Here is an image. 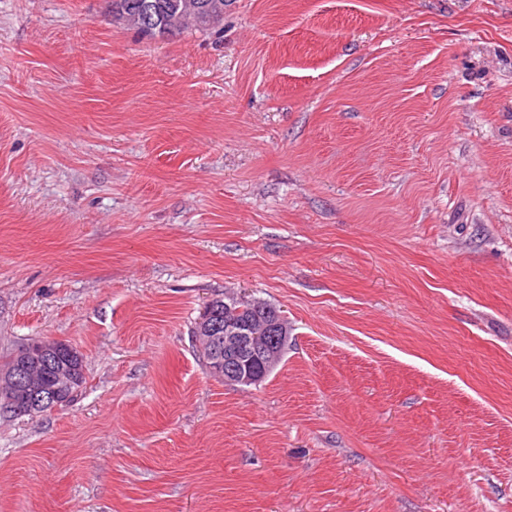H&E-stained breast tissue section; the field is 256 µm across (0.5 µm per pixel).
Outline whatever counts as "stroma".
<instances>
[{
  "label": "stroma",
  "mask_w": 512,
  "mask_h": 512,
  "mask_svg": "<svg viewBox=\"0 0 512 512\" xmlns=\"http://www.w3.org/2000/svg\"><path fill=\"white\" fill-rule=\"evenodd\" d=\"M0 0V512H512V0H225L148 39ZM279 309L262 383L212 299ZM226 298L215 299L211 302L212 319L224 323L211 324L210 316L203 311L198 321L197 339L205 355L210 372L224 378L231 385L248 386L259 383L270 375L283 354L288 349L290 339L288 326L276 313L269 316H256L248 310L250 304H241L246 310L243 316L235 318L233 313L224 306L231 305ZM224 316L231 320L224 322ZM249 319V320H245ZM253 362L260 365V371L249 366ZM38 340L44 339H33L32 341L37 342H31L18 351L19 370L20 372H27L28 376L26 392L22 394L17 390L16 386H11V384L4 382L3 379L0 381L1 404L5 410L7 409L15 413H26L25 415L36 414V411L42 407L44 401L48 400L51 402L55 400L54 394H43L44 386L47 388V392H54L57 396L59 395V401L63 402L70 400L74 393L85 382L83 359L73 348V354L70 355L71 363L76 369L80 381L71 388H59L58 383L71 384L70 364L59 361L55 369L54 362L51 361L43 369V386L42 382L37 379L36 373L39 369L43 368L45 361H47L52 354L61 355L65 353L66 347L61 345L67 344L60 341H56V343ZM54 387H56V390H51ZM48 389L50 391H48ZM28 397L30 401H28Z\"/></svg>",
  "instance_id": "1"
}]
</instances>
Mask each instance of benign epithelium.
Segmentation results:
<instances>
[{
  "label": "benign epithelium",
  "instance_id": "benign-epithelium-1",
  "mask_svg": "<svg viewBox=\"0 0 512 512\" xmlns=\"http://www.w3.org/2000/svg\"><path fill=\"white\" fill-rule=\"evenodd\" d=\"M178 7L191 13L201 25L210 24L223 10L219 0H180ZM197 339L205 355L208 369L231 385L248 386L270 375L288 349V326L279 315L267 314L249 320L231 319L224 325L210 323V316L202 314L198 321ZM66 352L56 342L37 341L18 351L19 370L27 373L26 392L0 381V406L15 413L33 415L43 402L55 395L43 394L44 386L36 377L45 361ZM260 365V371L251 368Z\"/></svg>",
  "mask_w": 512,
  "mask_h": 512
}]
</instances>
